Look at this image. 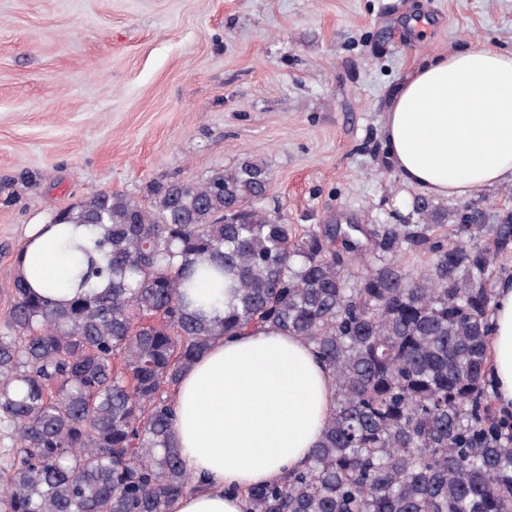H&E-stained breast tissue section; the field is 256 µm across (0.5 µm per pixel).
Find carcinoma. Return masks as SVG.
I'll return each instance as SVG.
<instances>
[{"label": "carcinoma", "mask_w": 512, "mask_h": 512, "mask_svg": "<svg viewBox=\"0 0 512 512\" xmlns=\"http://www.w3.org/2000/svg\"><path fill=\"white\" fill-rule=\"evenodd\" d=\"M260 160L148 185L150 205L100 192L57 211L95 239L73 295L53 302L18 272L0 312V512H172L200 488L183 468L173 393L217 339L274 329L332 374L308 462L239 495L245 512H512V415L497 410L492 266L512 253V211L420 224L307 230L260 208ZM25 173L0 182L11 200ZM488 234L484 245L458 238ZM427 250L412 276L405 252ZM379 265L351 277L367 252ZM193 288L227 289L224 315Z\"/></svg>", "instance_id": "1"}]
</instances>
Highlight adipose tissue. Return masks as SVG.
Wrapping results in <instances>:
<instances>
[{
    "label": "adipose tissue",
    "instance_id": "obj_1",
    "mask_svg": "<svg viewBox=\"0 0 512 512\" xmlns=\"http://www.w3.org/2000/svg\"><path fill=\"white\" fill-rule=\"evenodd\" d=\"M387 157L402 181L427 194L467 197L512 182V53L476 42L429 57L391 98L384 119ZM83 229L37 225L19 271L35 293L68 299ZM490 357L498 403L512 408V279L495 291ZM334 385L310 344L276 330L216 340L175 393V433L186 472L207 489L174 512H244L228 486L278 480L302 465L332 408Z\"/></svg>",
    "mask_w": 512,
    "mask_h": 512
}]
</instances>
